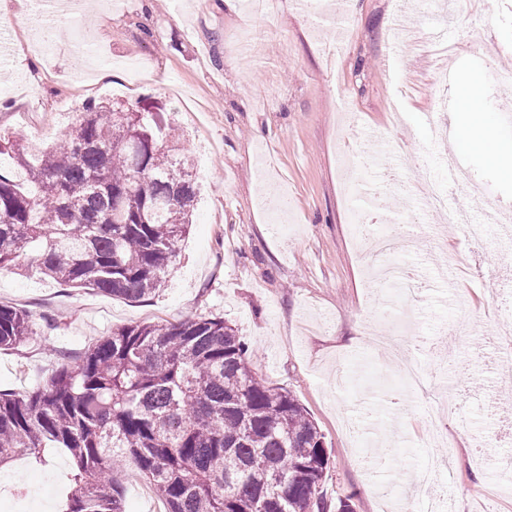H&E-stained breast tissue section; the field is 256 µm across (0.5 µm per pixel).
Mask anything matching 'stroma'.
I'll return each mask as SVG.
<instances>
[{
    "label": "stroma",
    "mask_w": 512,
    "mask_h": 512,
    "mask_svg": "<svg viewBox=\"0 0 512 512\" xmlns=\"http://www.w3.org/2000/svg\"><path fill=\"white\" fill-rule=\"evenodd\" d=\"M329 0L303 11L281 0L266 17L249 14L246 0H47L58 30L46 39L33 0H0V27L15 52L0 67L8 110L0 130L37 142L38 126L56 142L85 103L151 107L161 127H177L201 195L179 256L151 299L128 302L92 291L62 288L38 275L0 270V304L31 311L34 334L24 346L0 350V390L31 392L61 354H78L112 329L177 322L198 315L224 317L252 349L253 371L268 385L291 392L325 436L330 469L322 486L331 501L350 499L354 512H386L376 485H405L430 455L433 432L426 406L433 398L461 396L463 424L441 429L453 448L441 497L459 512H512V496L485 503V469L472 462L471 439L492 430L485 370L479 354L512 311V246L498 225L470 245L462 231L440 225L439 249L422 230L412 235L422 262L417 299L396 298L368 278L373 256L353 221L372 189L392 178L384 224L414 205L406 195L415 171L431 168L447 182L449 165L466 172L481 194L476 221L512 210V178L478 151L459 148L465 131L454 109L455 90L469 81L497 141L512 148V86L495 71L512 67V0H355L332 17ZM414 25L423 39L444 34L459 51L448 62V82H431L426 49L392 55V19ZM258 48L237 50L242 26ZM344 30L335 67L322 49ZM400 112V136L409 159L393 156L387 141L368 133L387 128ZM470 264L479 275L449 280V263ZM469 336L449 335L454 321ZM423 334L429 344L412 356L429 380L426 392H403L401 368L381 359L378 339ZM74 464L54 451L50 465L26 455L0 471V495L11 497L32 477L51 485L47 512H60Z\"/></svg>",
    "instance_id": "35a3bbf8"
}]
</instances>
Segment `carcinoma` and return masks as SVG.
Listing matches in <instances>:
<instances>
[{"label": "carcinoma", "mask_w": 512, "mask_h": 512, "mask_svg": "<svg viewBox=\"0 0 512 512\" xmlns=\"http://www.w3.org/2000/svg\"><path fill=\"white\" fill-rule=\"evenodd\" d=\"M149 109L83 107L53 147L0 135L24 172L0 173V269L128 301L156 293L177 258L195 175L156 135ZM33 315L0 304V350L32 334ZM222 317L114 329L31 393L0 391V462L74 463L65 512H123L116 465L149 480L165 512H352L322 485L325 436L304 406L252 369Z\"/></svg>", "instance_id": "1"}]
</instances>
